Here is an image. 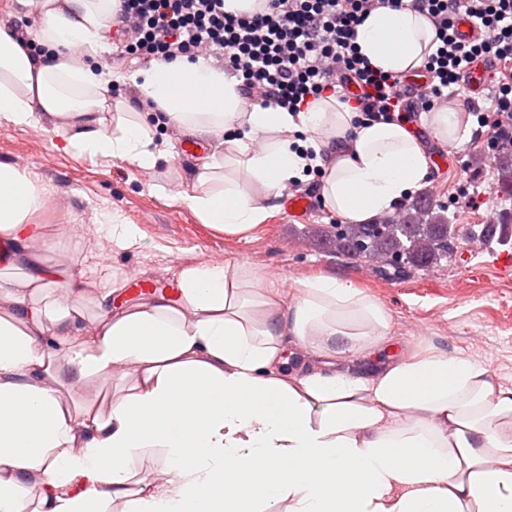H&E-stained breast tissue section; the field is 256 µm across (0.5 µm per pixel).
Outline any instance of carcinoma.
I'll use <instances>...</instances> for the list:
<instances>
[{
  "label": "carcinoma",
  "instance_id": "cac0c4a2",
  "mask_svg": "<svg viewBox=\"0 0 512 512\" xmlns=\"http://www.w3.org/2000/svg\"><path fill=\"white\" fill-rule=\"evenodd\" d=\"M501 180L512 184V152L493 158ZM324 235L336 257L349 261L388 264L395 254L402 262L392 266L400 275L406 270L426 271L448 258L456 247L455 232L445 208L420 197L406 208L371 224H333Z\"/></svg>",
  "mask_w": 512,
  "mask_h": 512
}]
</instances>
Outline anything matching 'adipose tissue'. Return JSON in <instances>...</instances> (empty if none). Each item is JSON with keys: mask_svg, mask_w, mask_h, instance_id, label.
I'll return each mask as SVG.
<instances>
[{"mask_svg": "<svg viewBox=\"0 0 512 512\" xmlns=\"http://www.w3.org/2000/svg\"><path fill=\"white\" fill-rule=\"evenodd\" d=\"M116 6L42 0L31 45L0 24V124L43 113L71 130L67 148L146 169L160 158L151 125L203 139L236 131L234 156L203 157L202 191L183 196L233 234L259 224L309 167L322 171L327 205L358 224L425 181L407 126L360 120L333 95L295 115L250 103L203 58L136 71L138 97L156 110L124 107L108 131L97 60ZM434 36L414 9L380 7L357 44L373 68L403 75L423 66ZM45 206L43 189L0 163L1 262L44 238ZM53 285L62 301L36 303ZM178 289L115 308L65 268L0 276V512H512V386L482 363L421 345L382 359L385 309L333 275L302 282L288 302L246 264H198ZM88 301L97 313L86 334ZM291 348L305 361L291 363ZM341 359L362 367L340 369ZM91 377L113 380L105 401H69ZM151 448L163 467L134 471Z\"/></svg>", "mask_w": 512, "mask_h": 512, "instance_id": "adipose-tissue-1", "label": "adipose tissue"}]
</instances>
